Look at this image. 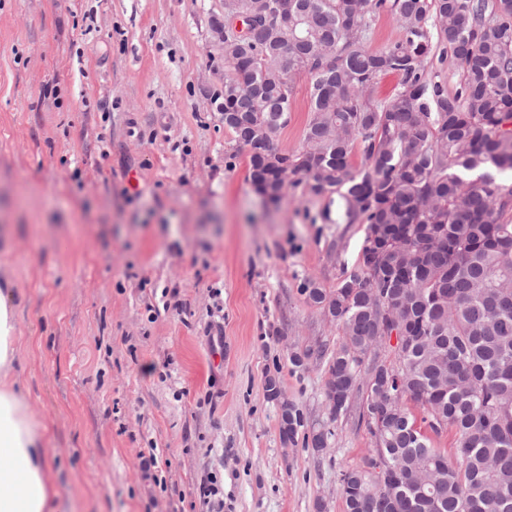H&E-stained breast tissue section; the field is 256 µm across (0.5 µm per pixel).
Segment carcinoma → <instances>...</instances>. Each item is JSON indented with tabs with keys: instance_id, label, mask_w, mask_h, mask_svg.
I'll list each match as a JSON object with an SVG mask.
<instances>
[{
	"instance_id": "obj_1",
	"label": "carcinoma",
	"mask_w": 512,
	"mask_h": 512,
	"mask_svg": "<svg viewBox=\"0 0 512 512\" xmlns=\"http://www.w3.org/2000/svg\"><path fill=\"white\" fill-rule=\"evenodd\" d=\"M280 25L264 13L249 36L228 29L224 111L254 185L265 141L288 122L293 82L310 81L302 146L278 151L315 194H337L364 237L351 271L332 290L308 281L311 306L342 331L316 359L327 377L330 420L359 387L373 454L341 473L346 512H512V0H293ZM391 13L402 38L365 45L371 14ZM463 70L455 93L431 82L425 60L448 44ZM385 75L401 90L379 102ZM364 167L353 168L354 151ZM394 314L407 339L389 362L375 337ZM423 409L452 453L432 445L405 407ZM303 416L281 413L280 437L297 443Z\"/></svg>"
}]
</instances>
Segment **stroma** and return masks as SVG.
Wrapping results in <instances>:
<instances>
[{
    "instance_id": "obj_1",
    "label": "stroma",
    "mask_w": 512,
    "mask_h": 512,
    "mask_svg": "<svg viewBox=\"0 0 512 512\" xmlns=\"http://www.w3.org/2000/svg\"><path fill=\"white\" fill-rule=\"evenodd\" d=\"M220 3L0 0V268L69 512H212L204 484L223 512H345L339 477L374 447L365 393L330 420L322 366L290 363L341 344L301 287H336L364 227L306 182L253 188L211 101ZM309 94L298 76L280 149ZM273 374L324 452L283 445Z\"/></svg>"
}]
</instances>
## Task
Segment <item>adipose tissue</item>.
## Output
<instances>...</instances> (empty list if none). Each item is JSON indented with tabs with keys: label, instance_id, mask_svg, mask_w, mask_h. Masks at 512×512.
<instances>
[{
	"label": "adipose tissue",
	"instance_id": "1",
	"mask_svg": "<svg viewBox=\"0 0 512 512\" xmlns=\"http://www.w3.org/2000/svg\"><path fill=\"white\" fill-rule=\"evenodd\" d=\"M18 295L0 283V512H56L52 425L39 420L22 375Z\"/></svg>",
	"mask_w": 512,
	"mask_h": 512
}]
</instances>
